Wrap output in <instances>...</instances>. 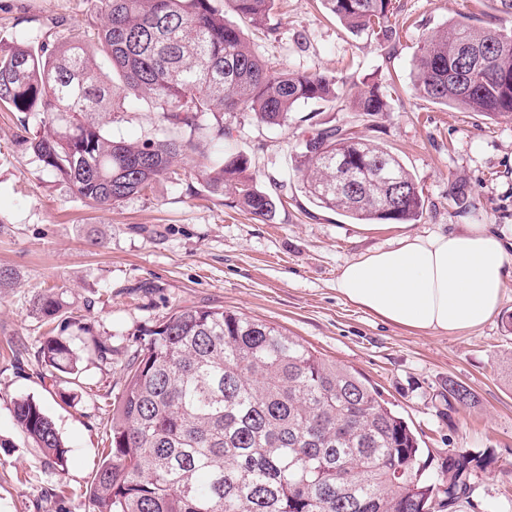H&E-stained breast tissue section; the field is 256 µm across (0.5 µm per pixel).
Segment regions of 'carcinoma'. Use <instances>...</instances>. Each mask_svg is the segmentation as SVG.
Returning <instances> with one entry per match:
<instances>
[{"mask_svg":"<svg viewBox=\"0 0 512 512\" xmlns=\"http://www.w3.org/2000/svg\"><path fill=\"white\" fill-rule=\"evenodd\" d=\"M487 26L465 13L421 38L414 92L432 103L512 120V0H489ZM93 46L0 40V105L41 115L21 144L81 201L110 209L152 188L193 157L203 139H226L224 113L283 126L309 100L336 98V77L276 68L246 28L277 33L276 0H99ZM358 38L389 47L399 34L393 0H321ZM134 97L160 112L162 133L141 142L105 130ZM352 108L389 111L363 84ZM305 195L356 224H410L423 189L387 148L340 125L313 129L292 157ZM241 155L207 166L212 192L259 221L275 208ZM468 208L463 182L450 190ZM62 303L39 298L45 317ZM41 362L54 381L81 386L75 339L46 336ZM471 392L448 381V405ZM22 431L59 470L70 449L39 401H14ZM108 446L89 488L92 512H428L436 497L456 512L490 455L452 448L428 473L408 423L366 378L281 327L222 307H177L145 329L112 403Z\"/></svg>","mask_w":512,"mask_h":512,"instance_id":"1","label":"carcinoma"}]
</instances>
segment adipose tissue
<instances>
[{
	"instance_id": "adipose-tissue-1",
	"label": "adipose tissue",
	"mask_w": 512,
	"mask_h": 512,
	"mask_svg": "<svg viewBox=\"0 0 512 512\" xmlns=\"http://www.w3.org/2000/svg\"><path fill=\"white\" fill-rule=\"evenodd\" d=\"M511 285L512 255L485 224L399 235L336 279L344 299L385 321L448 334L486 323Z\"/></svg>"
}]
</instances>
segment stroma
<instances>
[{
    "mask_svg": "<svg viewBox=\"0 0 512 512\" xmlns=\"http://www.w3.org/2000/svg\"><path fill=\"white\" fill-rule=\"evenodd\" d=\"M410 27L392 50L354 38L319 0H278L279 38L251 33L274 65L319 69L338 79V97L301 104L286 125L229 112L232 138L203 141L195 160L157 180L144 195L109 211L88 206L19 141L38 116L0 108V512H91L87 488L106 440L110 406L121 393L141 330L179 306H221L285 329L338 365L356 369L408 422L433 458L452 448L490 449L471 503L458 512H512V286L484 325L454 334L420 332L383 321L340 298L346 262L389 245L397 229L365 230L301 193L291 155L310 125L344 126L390 149L428 200L410 233L487 224L512 230V121H494L431 103L411 89L413 56L423 34L484 0H400ZM98 0H0V39L64 41L99 17ZM373 78L390 95L389 111H351L349 88ZM160 114L136 104L110 127L129 141L158 134ZM221 154L249 158L258 189L276 202L259 221L228 206L205 185L203 166ZM466 182L470 206L458 209L451 186ZM54 292L63 308L51 325L34 309ZM109 344L100 360L80 353L85 387L70 400L51 380L38 351L47 331ZM472 393L449 412V381ZM40 401L71 448L65 472L52 469L13 417L17 398Z\"/></svg>",
    "mask_w": 512,
    "mask_h": 512,
    "instance_id": "1",
    "label": "stroma"
}]
</instances>
